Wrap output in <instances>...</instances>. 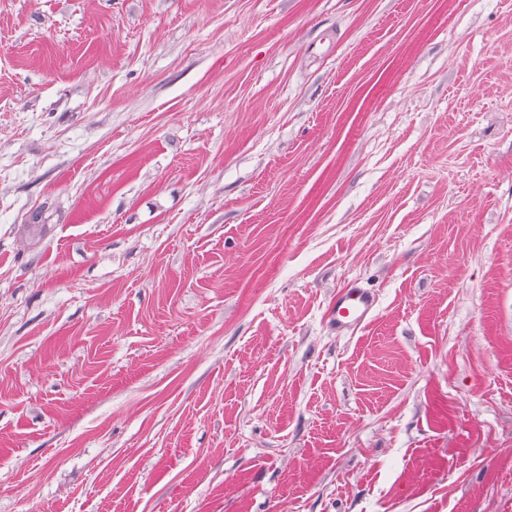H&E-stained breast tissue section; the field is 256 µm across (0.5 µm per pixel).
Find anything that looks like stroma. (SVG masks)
<instances>
[{"label":"stroma","mask_w":512,"mask_h":512,"mask_svg":"<svg viewBox=\"0 0 512 512\" xmlns=\"http://www.w3.org/2000/svg\"><path fill=\"white\" fill-rule=\"evenodd\" d=\"M0 512H512V0H0ZM377 302L374 292L357 282H349L331 299L326 311L327 322L336 335L353 333L372 320Z\"/></svg>","instance_id":"stroma-1"}]
</instances>
